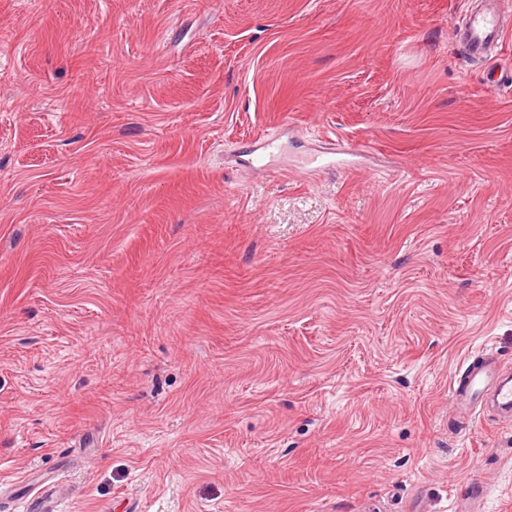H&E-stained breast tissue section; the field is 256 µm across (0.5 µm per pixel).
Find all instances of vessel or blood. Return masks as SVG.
Masks as SVG:
<instances>
[{"mask_svg": "<svg viewBox=\"0 0 512 512\" xmlns=\"http://www.w3.org/2000/svg\"><path fill=\"white\" fill-rule=\"evenodd\" d=\"M512 30V17L501 9V0H471L462 26L456 30L458 46L467 57L480 61L498 51L504 34ZM493 394L498 408L512 412V376L505 378L492 349L470 352L460 376L451 378L448 397L459 413L481 414L484 394Z\"/></svg>", "mask_w": 512, "mask_h": 512, "instance_id": "b4317fda", "label": "vessel or blood"}]
</instances>
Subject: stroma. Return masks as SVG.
<instances>
[{"mask_svg": "<svg viewBox=\"0 0 512 512\" xmlns=\"http://www.w3.org/2000/svg\"><path fill=\"white\" fill-rule=\"evenodd\" d=\"M466 0H0V512H512V32ZM501 0H471L462 26L455 31L458 46L467 57L482 61L498 52L512 20L501 9ZM502 371L492 349L471 351L448 384V397L455 410L469 417L480 415L483 395L493 389L498 408L511 414L512 376L509 374L507 381L500 380Z\"/></svg>", "mask_w": 512, "mask_h": 512, "instance_id": "obj_1", "label": "stroma"}]
</instances>
